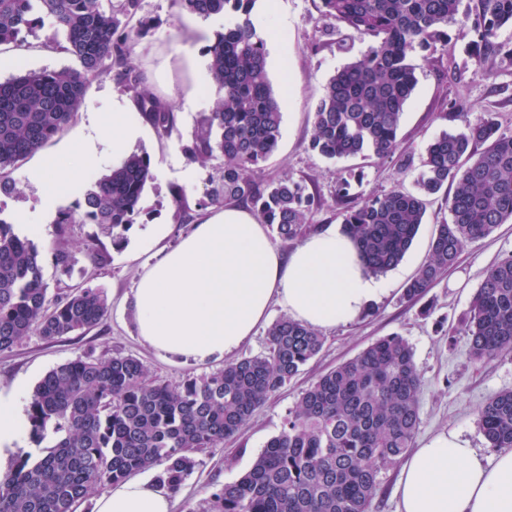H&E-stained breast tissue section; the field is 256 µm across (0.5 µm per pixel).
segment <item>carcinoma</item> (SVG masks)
I'll return each instance as SVG.
<instances>
[{"label": "carcinoma", "instance_id": "1", "mask_svg": "<svg viewBox=\"0 0 512 512\" xmlns=\"http://www.w3.org/2000/svg\"><path fill=\"white\" fill-rule=\"evenodd\" d=\"M183 11L221 18L206 49L212 83L222 96L205 114L184 153L204 164L221 157L203 205L251 206L279 240L294 245L321 229L309 223L321 206L312 177L264 183L250 173L276 150L282 104L267 70L265 40L252 17L256 0H175ZM321 0L329 24L314 48L343 26L371 42L360 59L327 81L313 111L308 150L329 160L374 156L395 161L404 175L411 156L400 150L401 117L417 80L414 57L448 52V26L470 24L474 55L512 66V0ZM142 0H0V46L19 47L49 27L45 47L72 55L76 68L23 71L0 81V193L16 184L11 168L40 151L74 121L89 77L110 76L134 95L142 117L158 134L174 127L172 107L145 88L128 65L139 37L151 29ZM440 118L462 129L432 140L415 190L397 185L363 204L350 184L335 193L343 232L363 269L383 274L411 248L430 199L451 186L450 219L437 225L428 260L403 291L422 299L453 267L464 246L512 220V134L496 113L472 114L457 101ZM151 160L134 152L98 177L70 209L59 213L56 272L72 277L68 247L75 224H98L121 244L137 223ZM108 298L100 288L50 293L41 252L0 216V353L36 332L46 340L100 325ZM476 364L512 353V254L492 266L463 322ZM267 351L224 364L171 385L150 376L133 355L87 356L50 369L28 403L29 440L36 453H20L0 481V512H77L99 486L156 470L155 480L177 495L198 466L195 453L221 447L255 411L317 356L324 338L288 316L267 331ZM422 379L409 343L399 335L377 339L358 356L322 375L301 393L279 433L238 480L218 484L198 512H372L378 474L412 448L421 423ZM493 448H512V391L490 398L480 412Z\"/></svg>", "mask_w": 512, "mask_h": 512}]
</instances>
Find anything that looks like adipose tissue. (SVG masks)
Returning a JSON list of instances; mask_svg holds the SVG:
<instances>
[{
    "mask_svg": "<svg viewBox=\"0 0 512 512\" xmlns=\"http://www.w3.org/2000/svg\"><path fill=\"white\" fill-rule=\"evenodd\" d=\"M136 112L127 97L113 95L111 111L89 113L55 152L31 162L26 177L40 192L42 218L82 197L89 173L106 160H123L145 138ZM385 291L336 229L285 254L251 211L227 204L141 274L132 305L144 343L203 364L235 354L272 303L310 328L326 329L354 321ZM24 397L20 387L0 391V464L25 448ZM396 494L398 512H512V450L489 465L457 433H438L408 456ZM93 512H172V497L151 480L130 479L99 496Z\"/></svg>",
    "mask_w": 512,
    "mask_h": 512,
    "instance_id": "obj_1",
    "label": "adipose tissue"
}]
</instances>
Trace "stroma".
<instances>
[{
  "label": "stroma",
  "instance_id": "1",
  "mask_svg": "<svg viewBox=\"0 0 512 512\" xmlns=\"http://www.w3.org/2000/svg\"><path fill=\"white\" fill-rule=\"evenodd\" d=\"M276 22L284 29V40L267 38V62L274 92L281 97L283 120L277 151L263 164L262 179L285 175L302 179L316 175L322 205L310 221L327 227L339 225L334 193L336 186L350 182L358 200L402 185L413 189V175H399L393 162L373 157L330 161L308 151L312 109L329 77L338 68L361 58L369 43L350 30L340 29L333 44L313 50L316 32L324 24L320 0H276ZM142 13L152 22L130 56V66L144 74L148 89L171 103L176 110L170 135L150 132L137 151L151 158L154 178L143 192L141 214L127 234L122 248L99 225H74L71 249L77 259L72 277L56 275L45 263L50 288L90 286L103 289L109 309L104 322L93 329L56 340L31 335L12 351L0 354V388L24 383L33 391L51 368L86 356L107 358L116 353L139 358L159 381L175 384L186 375L201 376L217 370V363L193 364L160 354L139 339L131 308L133 289L145 267L189 232L207 215L201 202L209 177L222 167V158L200 165L189 162L182 152L191 141L202 113L210 111L218 98L212 84H200L188 60L207 62L206 48L220 23L183 12L174 0H143ZM447 57L418 60L417 86L401 119V146L414 159H421L427 144L442 131H455L456 121H442L437 114L444 102L463 101L471 112H495L501 129L512 134V67L477 64L468 52L471 35L466 26L449 27ZM47 31L30 35V49L21 53L22 70L60 69L75 66L73 57L46 48ZM181 201H174L175 193ZM448 217L445 198L432 199L425 222L403 261L382 274L387 291L370 303L355 321L325 329V344L290 382L260 407L249 423L223 447L202 453L200 464L173 498V512H197L214 485L237 480L248 471L267 441L278 434L284 417L299 395L320 375L356 357L376 339L398 334L414 351L423 377L420 392L421 424L416 435L424 440L440 431H454L476 448L486 463H494L497 449L484 437L479 414L489 398L512 390V354L474 365L461 323L487 270L512 254V221L499 225L488 237L467 244L454 268L416 303L403 300L406 283L427 260L437 224ZM154 224L168 228L154 248L141 250L142 232ZM106 247L109 262L100 268L84 256L86 245Z\"/></svg>",
  "mask_w": 512,
  "mask_h": 512
}]
</instances>
